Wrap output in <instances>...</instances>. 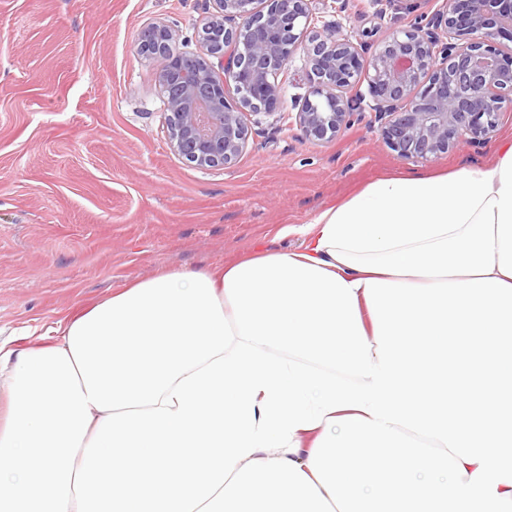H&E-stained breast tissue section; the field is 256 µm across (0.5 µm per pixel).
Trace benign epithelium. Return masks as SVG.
<instances>
[{
    "label": "benign epithelium",
    "instance_id": "obj_1",
    "mask_svg": "<svg viewBox=\"0 0 512 512\" xmlns=\"http://www.w3.org/2000/svg\"><path fill=\"white\" fill-rule=\"evenodd\" d=\"M200 26L204 52L179 47L174 31L151 23L138 34L141 55L159 63L170 148L211 168L245 151V114L272 115L279 77L297 53L308 89L294 122L316 142H331L370 110L384 142L405 159L479 144L512 105V0H441L376 47L340 29L312 27L315 0H213Z\"/></svg>",
    "mask_w": 512,
    "mask_h": 512
}]
</instances>
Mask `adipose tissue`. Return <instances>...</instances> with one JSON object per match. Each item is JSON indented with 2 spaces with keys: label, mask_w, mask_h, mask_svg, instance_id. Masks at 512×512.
<instances>
[{
  "label": "adipose tissue",
  "mask_w": 512,
  "mask_h": 512,
  "mask_svg": "<svg viewBox=\"0 0 512 512\" xmlns=\"http://www.w3.org/2000/svg\"><path fill=\"white\" fill-rule=\"evenodd\" d=\"M296 232L0 340V512H512V142Z\"/></svg>",
  "instance_id": "adipose-tissue-1"
}]
</instances>
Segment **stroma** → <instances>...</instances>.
<instances>
[{"instance_id":"obj_1","label":"stroma","mask_w":512,"mask_h":512,"mask_svg":"<svg viewBox=\"0 0 512 512\" xmlns=\"http://www.w3.org/2000/svg\"><path fill=\"white\" fill-rule=\"evenodd\" d=\"M437 0H348L323 22L366 38L406 27ZM211 0H0V329L73 317L160 272L204 270L251 256L257 242L298 250L284 234L374 180L490 162L512 141L494 136L425 160H405L363 112L332 142L289 122L307 91L295 58L274 115L250 114L247 150L202 169L171 151L157 64L136 37L162 21L184 51Z\"/></svg>"}]
</instances>
